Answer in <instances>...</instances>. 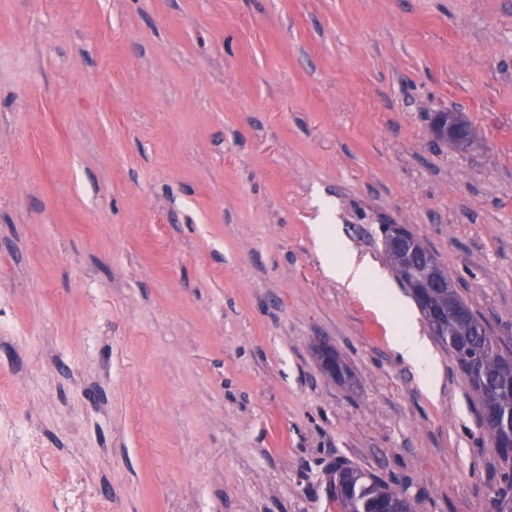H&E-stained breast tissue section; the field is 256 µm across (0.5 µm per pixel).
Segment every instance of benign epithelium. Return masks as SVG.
<instances>
[{"label": "benign epithelium", "mask_w": 512, "mask_h": 512, "mask_svg": "<svg viewBox=\"0 0 512 512\" xmlns=\"http://www.w3.org/2000/svg\"><path fill=\"white\" fill-rule=\"evenodd\" d=\"M464 126L465 122L458 115L450 111H441L434 114L430 133L433 138L449 142L457 149L464 150L471 142V138L465 134ZM385 250L388 256L401 267L410 263L414 255L424 254L420 264L424 266L426 282L421 284L407 279L405 285L410 292L417 294L420 305L432 319L443 322L448 308L435 307L430 303L429 297L448 287V277L438 270L433 254L403 224L388 225ZM321 365L323 371L331 378L343 372V366L336 354L327 349L321 353Z\"/></svg>", "instance_id": "7a95c632"}]
</instances>
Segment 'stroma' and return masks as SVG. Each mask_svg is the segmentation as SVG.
I'll return each instance as SVG.
<instances>
[{
  "mask_svg": "<svg viewBox=\"0 0 512 512\" xmlns=\"http://www.w3.org/2000/svg\"><path fill=\"white\" fill-rule=\"evenodd\" d=\"M325 198L512 352V0H0V512H337L340 463L491 512L457 361L428 395L325 275ZM465 122L455 113L441 111L434 114L430 125L433 139L453 144L458 150H465L472 141L464 131Z\"/></svg>",
  "mask_w": 512,
  "mask_h": 512,
  "instance_id": "stroma-1",
  "label": "stroma"
}]
</instances>
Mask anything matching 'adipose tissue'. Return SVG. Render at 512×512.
Segmentation results:
<instances>
[{
  "label": "adipose tissue",
  "mask_w": 512,
  "mask_h": 512,
  "mask_svg": "<svg viewBox=\"0 0 512 512\" xmlns=\"http://www.w3.org/2000/svg\"><path fill=\"white\" fill-rule=\"evenodd\" d=\"M314 234L326 275L374 312L386 330L393 351L415 369L427 391H434L439 381V369L428 343L414 319L396 313L397 303L388 289L375 287L376 275L371 261L359 256L334 225H315Z\"/></svg>",
  "instance_id": "obj_1"
}]
</instances>
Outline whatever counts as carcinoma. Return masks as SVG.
<instances>
[{
    "label": "carcinoma",
    "instance_id": "obj_1",
    "mask_svg": "<svg viewBox=\"0 0 512 512\" xmlns=\"http://www.w3.org/2000/svg\"><path fill=\"white\" fill-rule=\"evenodd\" d=\"M448 295L468 312L460 320L452 315L441 328L437 340L448 346L461 369L478 363L476 378L470 383L480 411L494 410L507 417L512 414V393L500 389L498 359L501 348L497 340L487 335V329L470 305L461 296L453 279H448ZM333 499L339 512H414L412 499L403 491L391 488L374 473L351 466L336 468Z\"/></svg>",
    "mask_w": 512,
    "mask_h": 512
}]
</instances>
